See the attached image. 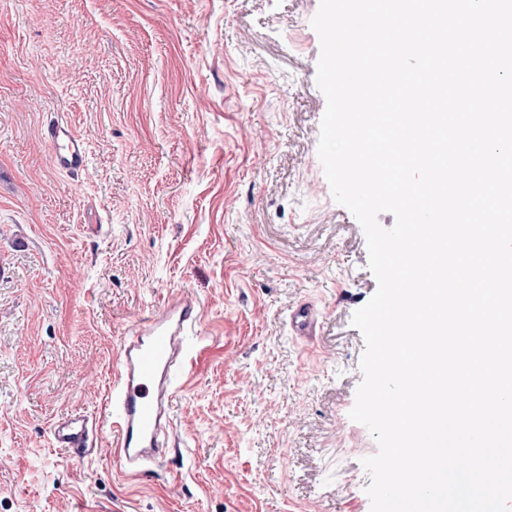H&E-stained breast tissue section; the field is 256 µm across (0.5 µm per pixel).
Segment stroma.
Listing matches in <instances>:
<instances>
[{"instance_id":"1","label":"stroma","mask_w":512,"mask_h":512,"mask_svg":"<svg viewBox=\"0 0 512 512\" xmlns=\"http://www.w3.org/2000/svg\"><path fill=\"white\" fill-rule=\"evenodd\" d=\"M318 7L0 0V512H370L351 318L377 280L317 153ZM58 112L81 176L50 163ZM182 294L203 319L165 455L134 479L111 431L52 447L54 421L105 419L125 336ZM320 310L308 300H303L288 309V330L291 336L312 341L319 326Z\"/></svg>"}]
</instances>
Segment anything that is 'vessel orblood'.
Here are the masks:
<instances>
[{
	"instance_id": "b4317fda",
	"label": "vessel or blood",
	"mask_w": 512,
	"mask_h": 512,
	"mask_svg": "<svg viewBox=\"0 0 512 512\" xmlns=\"http://www.w3.org/2000/svg\"><path fill=\"white\" fill-rule=\"evenodd\" d=\"M44 138L57 170L69 175L84 171L87 147L68 123L51 118ZM200 315L194 299L174 298L162 311L142 318L117 353L109 427L116 437L115 459L129 476H137L162 455L160 437L170 420L173 375L183 366L184 337ZM319 317L314 302L300 301L288 310V330L293 336L313 340ZM103 429L84 415H70L53 423L50 441L53 447L80 457Z\"/></svg>"
}]
</instances>
